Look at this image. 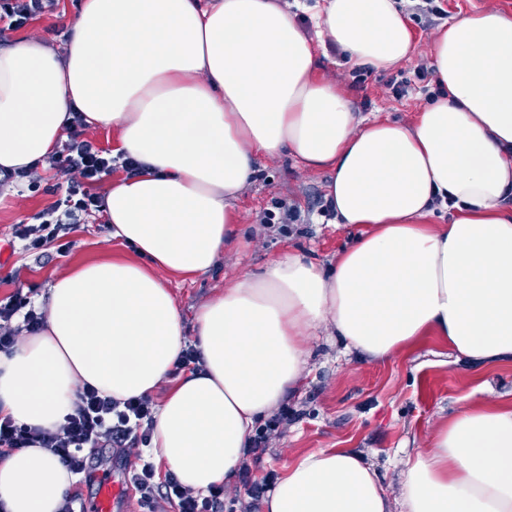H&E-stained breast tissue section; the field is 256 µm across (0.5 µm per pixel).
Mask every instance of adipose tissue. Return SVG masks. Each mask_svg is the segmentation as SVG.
<instances>
[{
    "label": "adipose tissue",
    "instance_id": "adipose-tissue-1",
    "mask_svg": "<svg viewBox=\"0 0 512 512\" xmlns=\"http://www.w3.org/2000/svg\"><path fill=\"white\" fill-rule=\"evenodd\" d=\"M307 36L278 0H82L67 41L0 48V168L36 169L73 113L139 165L109 182L116 254L61 273L43 329L0 355V416L57 430L89 386L160 396L151 444L191 494L230 483L258 422L308 369L324 331L373 361L427 336L458 357L512 358V15L463 14L433 39L439 95L410 123L368 119L319 74L407 61L397 0H319ZM327 170L326 201L356 229L327 267L296 253L205 301L194 335L170 279L208 273L239 242L235 203L263 156ZM451 212L433 223L437 210ZM201 361L176 372L187 343ZM73 475L47 449L0 460V512H59ZM404 512H512V402L459 400L399 478ZM347 448L283 466L265 512H393Z\"/></svg>",
    "mask_w": 512,
    "mask_h": 512
}]
</instances>
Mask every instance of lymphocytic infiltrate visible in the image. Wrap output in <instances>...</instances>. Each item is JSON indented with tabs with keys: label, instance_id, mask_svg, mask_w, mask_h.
<instances>
[{
	"label": "lymphocytic infiltrate",
	"instance_id": "lymphocytic-infiltrate-1",
	"mask_svg": "<svg viewBox=\"0 0 512 512\" xmlns=\"http://www.w3.org/2000/svg\"><path fill=\"white\" fill-rule=\"evenodd\" d=\"M55 0H0V33L16 30L35 16L53 11ZM81 114H74L67 139L49 164L67 181L60 198L50 208L36 214L32 223L16 225L14 236L24 250H40L61 240L84 215L99 210L100 198L92 187L112 170L114 159L85 135ZM44 315L32 307L29 297L16 294L0 301V352L11 353L20 331H39ZM152 398H131L122 402L86 388L79 390L75 408L59 431L51 432L0 421V457L9 451L38 446L49 449L70 473L90 480L88 449L98 447L109 436L113 447H140L150 443L154 426ZM129 482L143 504L156 495L176 501L179 512H224L223 487L208 494L192 495L174 475H159L156 465L143 456L126 464Z\"/></svg>",
	"mask_w": 512,
	"mask_h": 512
}]
</instances>
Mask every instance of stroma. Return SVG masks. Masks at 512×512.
Returning a JSON list of instances; mask_svg holds the SVG:
<instances>
[{"mask_svg":"<svg viewBox=\"0 0 512 512\" xmlns=\"http://www.w3.org/2000/svg\"><path fill=\"white\" fill-rule=\"evenodd\" d=\"M79 6L80 0H58L54 14L6 32L0 44L36 38L61 45L78 17ZM402 7L416 38L409 60L386 72L363 74L331 48L321 60L320 73L339 84L362 115L409 123L436 90L429 50L444 17L427 13L423 0H403ZM401 80L413 87L402 98L393 90ZM328 179V172L306 170L286 156L260 160L257 176L235 204L241 223L252 227L248 246L228 249L207 274L172 284L185 326H192L197 307L223 287L227 276L259 271L290 249L323 264L335 258L348 244L350 233L334 226L333 213L322 209ZM64 181V175L40 166L16 183L12 194L0 197V243L11 247L10 261L0 265V300L30 292L36 306L46 308L50 285L58 274L117 252L109 237L110 227L97 212L69 232L64 247L35 253L13 245L14 225L30 222L52 205ZM283 206L295 208L298 220L285 226L263 223L266 212ZM312 352L311 371L300 389L284 398L288 420L268 432L266 452L252 467L254 479L280 475L283 462L300 454L348 448L374 464L395 496L407 453L423 446L460 397L512 401V360L490 366L460 359L433 336L385 361L359 358L325 336L313 340Z\"/></svg>","mask_w":512,"mask_h":512,"instance_id":"1","label":"stroma"}]
</instances>
